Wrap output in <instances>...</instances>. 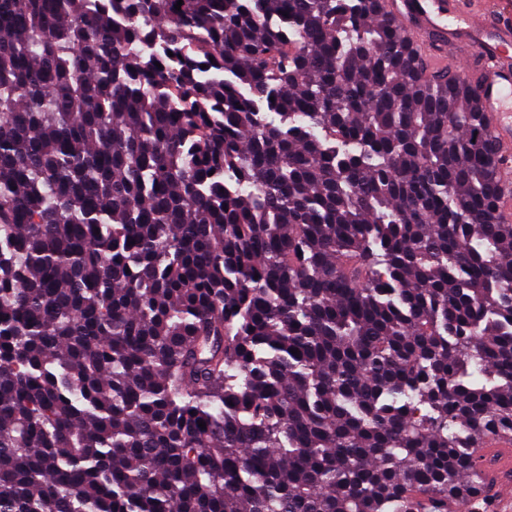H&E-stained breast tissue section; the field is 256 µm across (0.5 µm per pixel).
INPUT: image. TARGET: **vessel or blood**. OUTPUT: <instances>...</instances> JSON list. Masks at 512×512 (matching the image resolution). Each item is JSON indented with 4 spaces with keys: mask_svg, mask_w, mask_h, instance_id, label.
<instances>
[{
    "mask_svg": "<svg viewBox=\"0 0 512 512\" xmlns=\"http://www.w3.org/2000/svg\"><path fill=\"white\" fill-rule=\"evenodd\" d=\"M386 10L408 34L419 61L430 72L451 69V52L473 45L478 57L471 73L478 105L500 155L504 192L499 201L503 223H512V0H386ZM493 457L485 496L499 512H512V440L504 438L479 449Z\"/></svg>",
    "mask_w": 512,
    "mask_h": 512,
    "instance_id": "1",
    "label": "vessel or blood"
}]
</instances>
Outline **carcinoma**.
I'll return each instance as SVG.
<instances>
[{"instance_id":"obj_1","label":"carcinoma","mask_w":512,"mask_h":512,"mask_svg":"<svg viewBox=\"0 0 512 512\" xmlns=\"http://www.w3.org/2000/svg\"><path fill=\"white\" fill-rule=\"evenodd\" d=\"M176 3L0 0V512L468 507L512 439L475 85L382 0Z\"/></svg>"}]
</instances>
